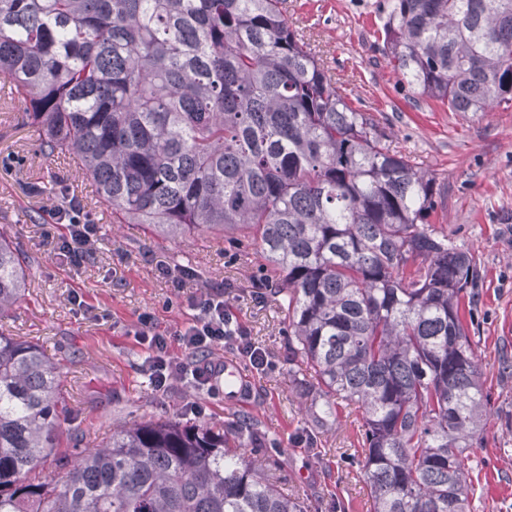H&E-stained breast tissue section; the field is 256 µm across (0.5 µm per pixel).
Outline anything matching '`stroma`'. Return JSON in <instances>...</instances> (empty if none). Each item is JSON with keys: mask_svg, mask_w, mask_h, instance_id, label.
Wrapping results in <instances>:
<instances>
[{"mask_svg": "<svg viewBox=\"0 0 512 512\" xmlns=\"http://www.w3.org/2000/svg\"><path fill=\"white\" fill-rule=\"evenodd\" d=\"M286 8L347 102L372 113L390 132L392 148L416 156L433 174L441 195L431 224L480 267L478 302L463 315L472 321L493 413L470 451L477 489L471 512H512V374L499 372L502 357L512 358V107L451 112L401 82L380 37L391 0H286ZM4 84L0 77V225L32 257L26 292L6 328L63 360L71 432L102 440L125 422H221L238 414L275 438L281 475L288 488L303 492L308 512H368V489L348 463L359 448L361 416L342 414L332 429L312 434L288 379L282 315L261 284L262 262L253 250L216 237L176 246L95 208V249L72 264L61 249L68 229L53 217L60 201L38 188L53 179L79 200L93 188L74 167L42 155L35 127ZM163 268L191 275L176 288L160 276ZM218 285L272 369L256 374L241 404L179 378L156 390L144 370L148 352L135 336L139 314L151 312L157 332L172 334L190 319L187 296Z\"/></svg>", "mask_w": 512, "mask_h": 512, "instance_id": "35a3bbf8", "label": "stroma"}]
</instances>
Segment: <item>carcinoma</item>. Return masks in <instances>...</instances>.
Masks as SVG:
<instances>
[{"instance_id": "cac0c4a2", "label": "carcinoma", "mask_w": 512, "mask_h": 512, "mask_svg": "<svg viewBox=\"0 0 512 512\" xmlns=\"http://www.w3.org/2000/svg\"><path fill=\"white\" fill-rule=\"evenodd\" d=\"M283 4L0 0V76L112 222L255 250L309 421L361 412L369 512H467L490 412L461 314L480 270L429 224L436 179L342 98ZM383 44L450 112L512 104V0H392ZM28 266L1 231V319ZM59 367L0 335V512H305L276 460L228 446L235 416L134 421L69 453Z\"/></svg>"}]
</instances>
